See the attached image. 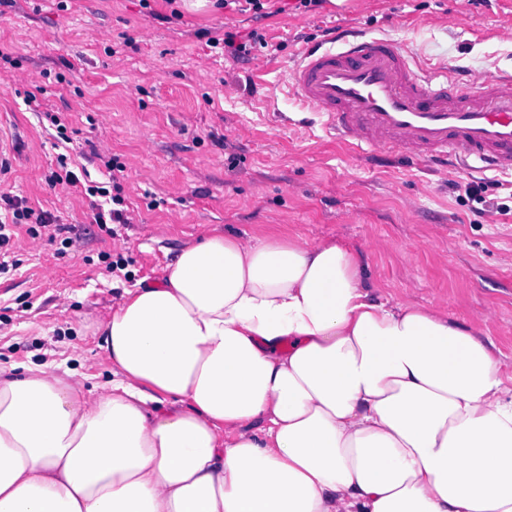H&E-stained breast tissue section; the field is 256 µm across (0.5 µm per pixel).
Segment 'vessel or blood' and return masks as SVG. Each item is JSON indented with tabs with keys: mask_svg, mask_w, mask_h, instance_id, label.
<instances>
[{
	"mask_svg": "<svg viewBox=\"0 0 512 512\" xmlns=\"http://www.w3.org/2000/svg\"><path fill=\"white\" fill-rule=\"evenodd\" d=\"M286 76L297 104L324 127L384 157L512 175V75L458 82L447 65L423 67L383 38L329 30L296 52Z\"/></svg>",
	"mask_w": 512,
	"mask_h": 512,
	"instance_id": "1",
	"label": "vessel or blood"
}]
</instances>
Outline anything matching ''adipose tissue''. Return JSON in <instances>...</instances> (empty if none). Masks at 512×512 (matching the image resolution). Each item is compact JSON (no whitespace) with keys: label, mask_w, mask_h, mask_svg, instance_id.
Segmentation results:
<instances>
[{"label":"adipose tissue","mask_w":512,"mask_h":512,"mask_svg":"<svg viewBox=\"0 0 512 512\" xmlns=\"http://www.w3.org/2000/svg\"><path fill=\"white\" fill-rule=\"evenodd\" d=\"M359 255L213 233L103 325L110 389L0 369V512H512V374Z\"/></svg>","instance_id":"ef3b65f1"}]
</instances>
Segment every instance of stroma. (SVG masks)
I'll list each match as a JSON object with an SVG mask.
<instances>
[{"label": "stroma", "mask_w": 512, "mask_h": 512, "mask_svg": "<svg viewBox=\"0 0 512 512\" xmlns=\"http://www.w3.org/2000/svg\"><path fill=\"white\" fill-rule=\"evenodd\" d=\"M295 3L269 0L260 21L181 0H17L0 15V45L49 73L31 101L0 69V129L15 146L0 191L76 239L69 248L17 243L19 268L0 274L1 368L20 376L48 365L102 393L112 364L99 326L113 302L159 281L184 245L215 230L340 241L360 253L376 292L408 291L468 320L494 309L488 332L512 371V177L403 157L380 166L330 137L282 86L296 49L346 22L423 64L512 73V0H324L310 11ZM255 30L265 42L253 58L268 61L259 75L206 38L231 31L244 41ZM172 97L182 112L167 109ZM47 110L66 118V153L92 179L100 173L91 145L125 163L131 221L114 234L92 224L88 199L47 185L58 154ZM471 182L482 184L480 199L467 196ZM109 259L123 268L107 272Z\"/></svg>", "instance_id": "obj_1"}]
</instances>
